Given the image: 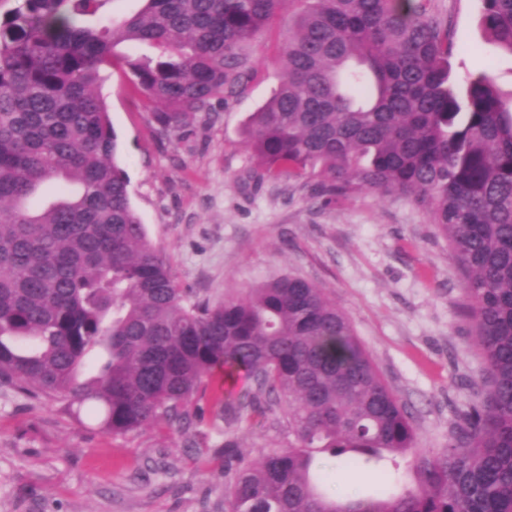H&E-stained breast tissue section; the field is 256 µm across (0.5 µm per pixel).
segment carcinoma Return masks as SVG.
I'll use <instances>...</instances> for the list:
<instances>
[{"label":"carcinoma","mask_w":512,"mask_h":512,"mask_svg":"<svg viewBox=\"0 0 512 512\" xmlns=\"http://www.w3.org/2000/svg\"><path fill=\"white\" fill-rule=\"evenodd\" d=\"M22 0L0 12V386L91 410L123 436L189 428L215 369L230 410L281 405L296 443L245 460L224 443V512H512V94L457 82L432 0H300L283 77L242 135L256 177H319V196L398 193L438 225L462 272L483 389L448 447L412 418L347 317L285 276L220 303L187 300L131 205L98 88L121 61L169 139L242 90L246 46L292 0ZM479 27L512 53V0ZM121 43L153 57L117 58ZM354 476L405 466L417 485L336 498L318 455Z\"/></svg>","instance_id":"1"}]
</instances>
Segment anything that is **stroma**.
I'll use <instances>...</instances> for the list:
<instances>
[{
  "label": "stroma",
  "mask_w": 512,
  "mask_h": 512,
  "mask_svg": "<svg viewBox=\"0 0 512 512\" xmlns=\"http://www.w3.org/2000/svg\"><path fill=\"white\" fill-rule=\"evenodd\" d=\"M481 0H433L454 30L459 77L491 68L512 91V55L478 27ZM287 22L246 48L251 76L214 118L160 140L127 69L100 87L119 137L130 199L178 288L221 301L284 276L314 283L349 319L413 417L417 445L439 450L477 389L482 362L462 276L427 212L399 194L316 195L310 175L254 183L242 127L280 82ZM189 430L159 421L115 437L53 402L0 388V512H224L225 439L246 459L295 436L278 412L225 410L197 394Z\"/></svg>",
  "instance_id": "obj_1"
}]
</instances>
